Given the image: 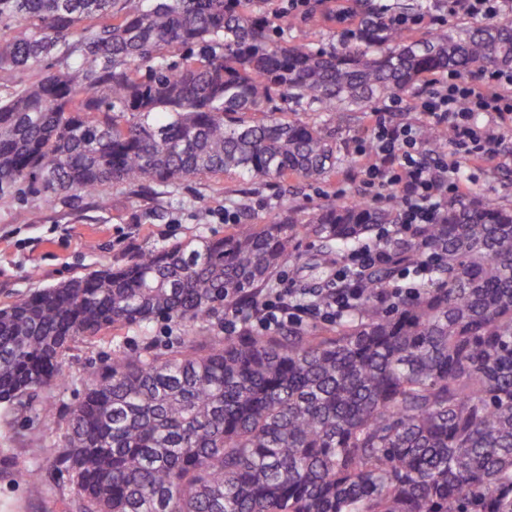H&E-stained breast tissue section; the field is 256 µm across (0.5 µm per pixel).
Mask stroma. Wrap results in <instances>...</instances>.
Instances as JSON below:
<instances>
[{"label": "stroma", "instance_id": "stroma-1", "mask_svg": "<svg viewBox=\"0 0 512 512\" xmlns=\"http://www.w3.org/2000/svg\"><path fill=\"white\" fill-rule=\"evenodd\" d=\"M371 127V113H350L336 131V150L343 163L332 177L318 183L296 180L285 188L224 175L195 178L147 195L115 185L105 189L108 202L103 206L87 200L48 205L23 193L1 197L0 307L93 269L125 264L145 249L223 236L228 226L221 215L229 202L247 213L252 223L261 224L286 208L308 213L338 199L351 201L355 190L345 176L363 164L355 147ZM460 172L471 180L472 195L512 205V166L497 161L476 163L464 156ZM298 251L299 261L283 271L289 283L312 287L328 277L315 246L303 240ZM148 335L163 346L183 339L181 327L161 323L145 329H106L95 339L71 346L63 375L39 393L33 410L0 406V450L10 458L0 465V512H70L73 487L52 463L64 432V417L83 396L80 378L102 366L114 352L140 347ZM44 408L51 410L53 421L41 416ZM16 464L38 469L40 478L15 482L12 467Z\"/></svg>", "mask_w": 512, "mask_h": 512}]
</instances>
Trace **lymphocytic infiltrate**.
<instances>
[{"instance_id":"lymphocytic-infiltrate-1","label":"lymphocytic infiltrate","mask_w":512,"mask_h":512,"mask_svg":"<svg viewBox=\"0 0 512 512\" xmlns=\"http://www.w3.org/2000/svg\"><path fill=\"white\" fill-rule=\"evenodd\" d=\"M451 17L494 21L512 17V0H447ZM414 109L423 122L396 123L389 113L373 115L368 142L357 145L366 161L360 170L359 198L383 201L384 190H391L399 221L385 228L375 241L344 254L328 283L331 303L317 309V317L333 322L351 314L361 294L359 274L383 263L388 257L387 237L406 235L419 224L435 223L448 199L469 194L471 187L458 176L459 155L475 162L499 156L506 134L512 133V68H496L481 73L472 82L448 72L432 79L415 99ZM439 124L453 129L448 152L426 154L423 125ZM294 291L288 287L267 289L251 313L234 311L224 317V332L234 336L244 327L272 333L308 319V307L292 304Z\"/></svg>"}]
</instances>
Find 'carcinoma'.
<instances>
[{"instance_id":"carcinoma-1","label":"carcinoma","mask_w":512,"mask_h":512,"mask_svg":"<svg viewBox=\"0 0 512 512\" xmlns=\"http://www.w3.org/2000/svg\"><path fill=\"white\" fill-rule=\"evenodd\" d=\"M355 2V37L336 50L275 30L271 0H0V197L25 185L102 206L114 183L319 182L347 113L450 69L512 65V18L416 38ZM329 19L314 0L307 21ZM452 137L428 125L424 148ZM398 220L362 201L287 210L37 289L0 307V405L51 386L80 339L208 322L258 300L298 240L329 259ZM431 256V282L381 300ZM360 279L331 329L113 354L83 380L55 457L72 512H512V207L450 201Z\"/></svg>"}]
</instances>
